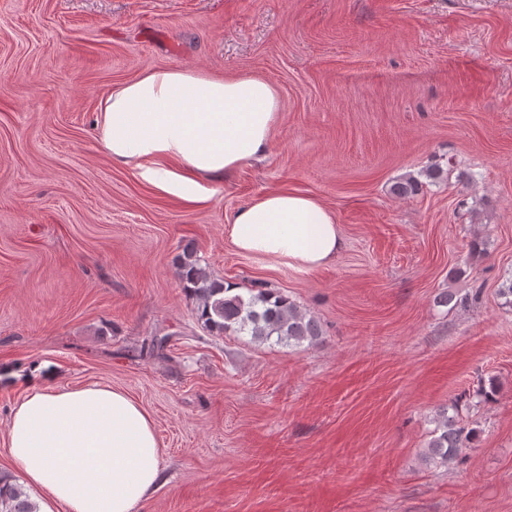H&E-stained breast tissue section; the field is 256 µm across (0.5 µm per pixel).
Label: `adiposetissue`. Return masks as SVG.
Wrapping results in <instances>:
<instances>
[{"mask_svg":"<svg viewBox=\"0 0 512 512\" xmlns=\"http://www.w3.org/2000/svg\"><path fill=\"white\" fill-rule=\"evenodd\" d=\"M281 107L262 76L216 77L151 69L113 89L96 120L113 160L133 164L162 191L191 197L201 179L228 175L266 152ZM235 249L314 270L339 256L333 213L314 197L272 190L228 227ZM11 414L7 447L38 512H138L161 476V449L146 410L107 385L47 389L40 368Z\"/></svg>","mask_w":512,"mask_h":512,"instance_id":"1","label":"adipose tissue"}]
</instances>
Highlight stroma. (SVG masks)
Here are the masks:
<instances>
[{
  "mask_svg": "<svg viewBox=\"0 0 512 512\" xmlns=\"http://www.w3.org/2000/svg\"><path fill=\"white\" fill-rule=\"evenodd\" d=\"M175 67L281 96L265 155L191 199L112 161L95 128L114 87ZM269 190L332 211L337 260L235 250L233 214ZM188 244L319 339L204 330L177 275ZM511 275L512 0H0V366L19 375L0 384V470L22 376L47 362L51 386L108 385L152 417L162 479L139 512H512ZM446 292L473 300L436 305ZM152 336L165 357L137 358ZM453 401L479 440L426 464Z\"/></svg>",
  "mask_w": 512,
  "mask_h": 512,
  "instance_id": "1",
  "label": "stroma"
}]
</instances>
